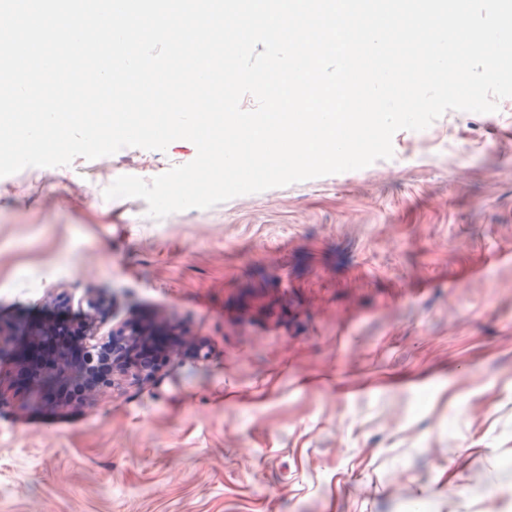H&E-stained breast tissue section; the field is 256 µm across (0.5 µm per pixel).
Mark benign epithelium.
<instances>
[{"label": "benign epithelium", "mask_w": 512, "mask_h": 512, "mask_svg": "<svg viewBox=\"0 0 512 512\" xmlns=\"http://www.w3.org/2000/svg\"><path fill=\"white\" fill-rule=\"evenodd\" d=\"M110 304L89 296L77 317L42 323L20 320L0 326V353L23 340L26 350L16 360V384L30 394L49 395L58 406L82 404L106 395L125 379L152 380L168 361L197 356L198 337L183 329L179 342H153L139 321H123L103 333Z\"/></svg>", "instance_id": "7a95c632"}]
</instances>
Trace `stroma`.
Instances as JSON below:
<instances>
[{
    "label": "stroma",
    "instance_id": "1",
    "mask_svg": "<svg viewBox=\"0 0 512 512\" xmlns=\"http://www.w3.org/2000/svg\"><path fill=\"white\" fill-rule=\"evenodd\" d=\"M393 156L156 220L154 152L0 177V323L189 329L111 398L0 401V512H512V97Z\"/></svg>",
    "mask_w": 512,
    "mask_h": 512
}]
</instances>
